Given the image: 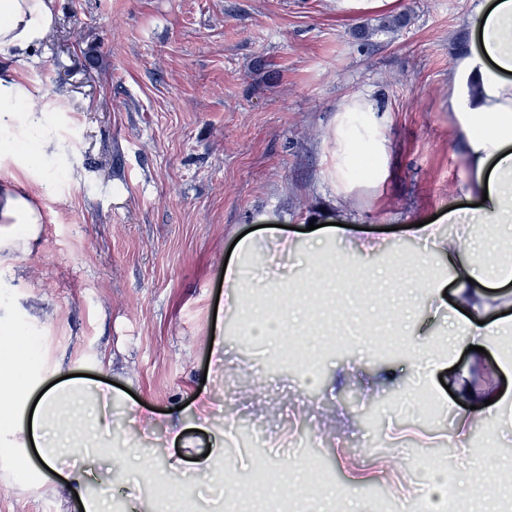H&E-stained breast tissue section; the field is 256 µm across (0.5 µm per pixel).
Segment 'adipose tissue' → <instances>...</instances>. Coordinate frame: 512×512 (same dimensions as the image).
<instances>
[{
	"label": "adipose tissue",
	"mask_w": 512,
	"mask_h": 512,
	"mask_svg": "<svg viewBox=\"0 0 512 512\" xmlns=\"http://www.w3.org/2000/svg\"><path fill=\"white\" fill-rule=\"evenodd\" d=\"M51 0H0V157L15 151L13 130L17 121L28 129L41 123V113L29 109L18 116L17 107L31 97L18 65L30 50L43 41L53 24ZM473 44L456 57L448 69V117L456 153L465 163V174L457 194L458 204L441 206L438 220L417 227L407 224V235L426 245L413 253L415 265L431 267L435 257L444 258L446 275L411 282L405 303L391 302L394 333L404 342L410 365L427 362L436 369L446 364L447 355H427L414 344L418 326L405 307L417 306L423 297L442 299L447 286L458 293L474 296L476 306H484L485 288L512 283V262L501 260L496 239L512 238V0H481L470 18ZM395 115L371 92L355 91L336 104L330 122L328 146L322 157L323 180L331 190L335 207L353 200L378 204L399 164L393 140ZM46 182L35 180L30 169L18 165L9 183L0 189V253L25 249L40 234L42 217L32 199L45 192ZM23 232H14V225ZM448 224H468L473 239L448 237ZM346 228L323 226L315 229L303 249L308 265L303 280L292 283L293 292L308 289L327 293L345 287L336 276V257L328 251L346 235ZM277 227L265 228L262 237H243L235 245L236 254L228 260L224 285L228 290V310L249 324L254 336L268 337L271 346L284 339L297 338L295 324L299 312L284 310L283 323L267 322L258 296L265 285L247 284L251 258L265 241H281L284 252H293L296 243L281 239ZM512 329V316H501L477 324L457 309L448 313L449 352L465 344H497ZM10 358L0 366V434L17 437L18 450L9 451L14 471L31 470L34 462L56 469L61 449L81 451L86 462H93L91 451L100 430L112 427L111 420L83 419L77 407L84 398L105 399L95 383L69 382L44 391L37 404H30L23 365L26 340L9 327L0 326V355Z\"/></svg>",
	"instance_id": "adipose-tissue-1"
}]
</instances>
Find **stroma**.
<instances>
[{
	"mask_svg": "<svg viewBox=\"0 0 512 512\" xmlns=\"http://www.w3.org/2000/svg\"><path fill=\"white\" fill-rule=\"evenodd\" d=\"M476 0H403L402 23L346 19L336 0H53L54 24L21 69L40 129L16 137L20 162L48 192L38 241L0 272V312L35 342L37 392L89 374L112 404L150 408L166 424L196 406L214 335L243 367L228 370L224 403L236 423L225 472L215 460L194 489L197 512H246L233 485L252 481L271 448L298 453L315 494L359 477L360 512H406L419 461L486 457L512 463V419L489 413L466 436L456 413L512 393L497 349L458 352L434 387L437 417L405 406L412 369L402 351L361 340L360 324L327 345L314 369L228 332L223 266L237 237L271 218L299 229L327 205L321 155L346 93L371 90L397 114L402 150L384 204L357 219L359 236L413 246L405 219L455 201L465 166L448 127V67L471 44ZM392 369L400 384L383 383ZM341 388L330 391L334 373ZM113 458L140 448L126 476L97 468L93 493L109 512L168 483L155 449L117 428ZM44 471L0 468V512H80Z\"/></svg>",
	"mask_w": 512,
	"mask_h": 512,
	"instance_id": "1",
	"label": "stroma"
}]
</instances>
